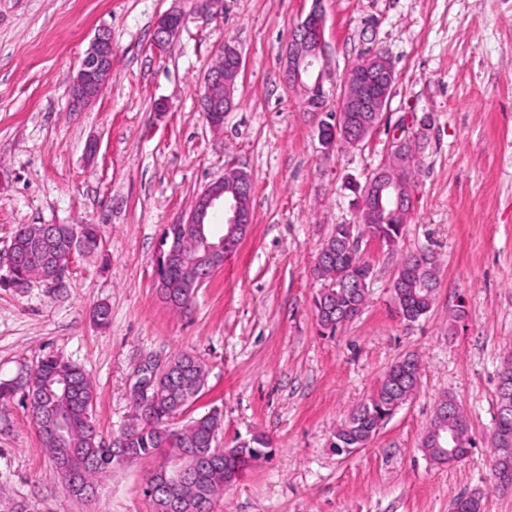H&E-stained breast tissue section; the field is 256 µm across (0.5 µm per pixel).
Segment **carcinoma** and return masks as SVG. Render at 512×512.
<instances>
[{
    "instance_id": "cac0c4a2",
    "label": "carcinoma",
    "mask_w": 512,
    "mask_h": 512,
    "mask_svg": "<svg viewBox=\"0 0 512 512\" xmlns=\"http://www.w3.org/2000/svg\"><path fill=\"white\" fill-rule=\"evenodd\" d=\"M361 214L365 216L362 227L370 236L385 244H395L400 238L403 225L378 218L371 214L365 192H360ZM79 234L81 246L87 255L102 251L101 232L96 224H59L48 233L42 224H26L15 233L11 250L15 254L16 267L12 273L20 279L24 275L42 272V263L49 254L66 257V246L73 234ZM355 236L352 224H338L325 241L317 257L315 275L334 287L323 288L315 297L314 306L318 324L329 334L357 316L363 305L371 276L370 266L359 252L352 249ZM177 240L183 243L186 263L168 268L162 276L160 287L166 302L172 308L185 312L194 298L193 289L186 287L194 272L195 252L193 236L184 235L183 226L169 224L164 230L162 244ZM440 261L433 253L407 256L392 284V298L396 312L407 322H416L426 315L433 305L434 295L424 290L426 284H437ZM43 390L38 404L44 410V419L36 421L37 436L46 448L56 473L69 494L80 499L81 491L93 492L99 479L119 464L112 451L121 449L134 460L154 454L180 461L190 475V480L166 490L145 492L152 512H213L216 499L235 483L240 474L252 463L265 456L267 440L262 434H254L247 448H231L229 453L204 457L198 448H213L223 429V414L213 408L188 419L193 399L200 396L205 385V366L189 353L175 355L159 371L155 388L157 397L151 405L143 407L134 402L132 422L126 426L118 443L103 444L92 422L95 388L90 375L80 366L47 357L34 369ZM420 359L413 355L409 361L395 362L385 373L376 392L365 402L352 409L348 417L336 427L331 447L339 454L359 447L364 440L377 433L378 419L390 413L394 401L409 397L417 389ZM59 379H69L74 389L69 395L52 394L47 389ZM62 415L67 425L66 447L73 452L58 459L60 444L56 435V416ZM447 419L448 424L467 423L460 408L448 399V409L439 404L434 409L432 421ZM512 439V385L505 389L498 386V413L492 454L495 462L493 475L497 485L512 487V444L504 445L503 435Z\"/></svg>"
}]
</instances>
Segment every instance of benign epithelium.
<instances>
[{"mask_svg":"<svg viewBox=\"0 0 512 512\" xmlns=\"http://www.w3.org/2000/svg\"><path fill=\"white\" fill-rule=\"evenodd\" d=\"M184 16L177 10L162 15L154 30L155 42L163 46L172 41L180 32ZM325 16L320 0L294 28L292 39L286 52L285 76L288 85L302 89L303 95L314 88H324L331 83V91L323 92V98L312 111L323 116L333 117L330 139L322 142L331 146L339 141L338 126L342 123L354 126L359 134L344 138L351 146H358L366 135L374 132L382 122L396 84L393 65L381 54L374 53L349 65L340 83L333 80L328 65L329 50L324 37ZM243 59L238 49L224 46L221 62L208 71L203 79L200 107L208 124L220 128L224 123V113L235 107L234 86L242 72ZM112 70V34L103 29L97 33L86 52L79 69L70 84L72 107L76 110L95 101ZM336 99V110L329 113L327 104ZM407 140L394 138L388 161L371 178L365 193L373 201L376 210L396 218L400 223L408 221L412 203L411 185L400 174L403 159L400 150ZM251 195V179L243 171L235 172V184L224 189L220 180L206 186L196 197L187 220L186 227L204 224L218 208L224 210V236L213 242H203V255L198 258L199 266L190 282L193 288L200 287L211 275L219 270L224 259V243L243 239L252 223V214L245 210L243 200ZM160 367L147 364L141 369L138 381V399L146 406L154 395V378ZM434 447L443 452H456L463 445V435L456 426L440 424L430 436ZM184 478L178 463L161 458L149 474L147 484L156 486L162 479L167 485Z\"/></svg>","mask_w":512,"mask_h":512,"instance_id":"benign-epithelium-1","label":"benign epithelium"}]
</instances>
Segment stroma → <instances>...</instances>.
<instances>
[{
  "label": "stroma",
  "mask_w": 512,
  "mask_h": 512,
  "mask_svg": "<svg viewBox=\"0 0 512 512\" xmlns=\"http://www.w3.org/2000/svg\"><path fill=\"white\" fill-rule=\"evenodd\" d=\"M223 2L206 18L195 0H0V382L48 356L81 365L108 443L129 422L139 365L188 352L207 369L192 414L222 410L220 446L261 433L272 450L214 512H451L464 493L481 496L483 512H512L490 452L512 350V0H322L336 76L374 51L396 71L385 116L359 147L324 145L286 82L288 42L312 0ZM173 9L186 23L157 47L156 22ZM103 28L112 71L98 99L73 111L71 80ZM227 43L244 69L215 131L198 98ZM397 136L413 146L410 219L392 246L361 234L367 300L323 335L317 253L336 225L359 224L358 188ZM231 168L251 176L253 221L190 310L173 311L155 281L163 229ZM26 224H96L104 246L75 258L61 286L14 288L5 256ZM426 249L442 261L440 281L431 310L409 325L392 282ZM100 303L105 327L91 319ZM459 304L465 318L449 323ZM411 354L421 360L415 395L367 447L336 454L337 424ZM445 397L464 409L475 446L438 465L421 442ZM156 464L117 467L79 502L22 394L0 398V512H150L143 488Z\"/></svg>",
  "instance_id": "1"
}]
</instances>
